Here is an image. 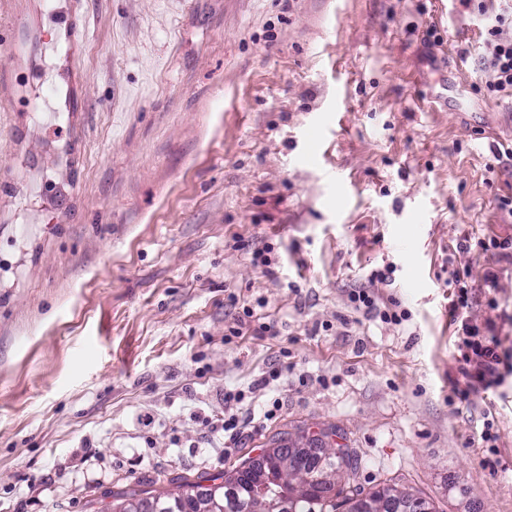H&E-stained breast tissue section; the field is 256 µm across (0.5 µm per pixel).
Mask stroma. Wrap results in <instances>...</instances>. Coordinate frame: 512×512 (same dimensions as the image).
Masks as SVG:
<instances>
[{"instance_id": "obj_1", "label": "stroma", "mask_w": 512, "mask_h": 512, "mask_svg": "<svg viewBox=\"0 0 512 512\" xmlns=\"http://www.w3.org/2000/svg\"><path fill=\"white\" fill-rule=\"evenodd\" d=\"M76 14L69 61L53 11L20 0L41 50L0 57V512H112L113 494L276 442L355 449L364 491L399 482L434 512H512V374L449 402L450 270L469 272L471 324L495 322L512 351V249L459 248L512 240V99L473 88L479 21L458 0H76ZM45 83L82 109L36 110ZM358 288L407 321L354 310ZM243 306L274 335H229ZM228 390L255 417L235 443L207 425Z\"/></svg>"}]
</instances>
